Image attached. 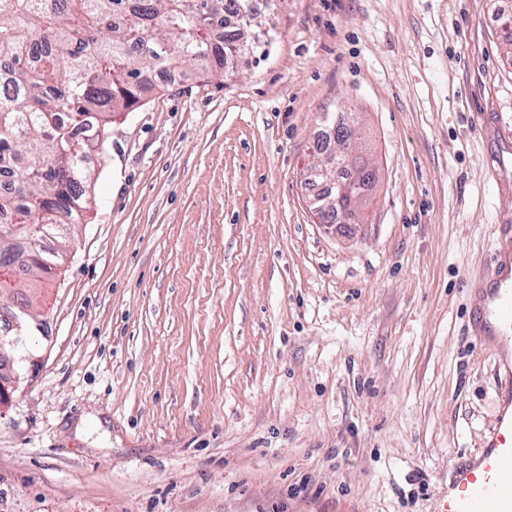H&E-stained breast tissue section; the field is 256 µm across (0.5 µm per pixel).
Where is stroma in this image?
Segmentation results:
<instances>
[{"mask_svg": "<svg viewBox=\"0 0 512 512\" xmlns=\"http://www.w3.org/2000/svg\"><path fill=\"white\" fill-rule=\"evenodd\" d=\"M223 80L112 126L0 370L6 512H437L507 380L467 280L512 211V0H260ZM376 181L311 210L320 115Z\"/></svg>", "mask_w": 512, "mask_h": 512, "instance_id": "obj_1", "label": "stroma"}]
</instances>
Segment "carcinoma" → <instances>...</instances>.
<instances>
[{
	"mask_svg": "<svg viewBox=\"0 0 512 512\" xmlns=\"http://www.w3.org/2000/svg\"><path fill=\"white\" fill-rule=\"evenodd\" d=\"M247 12V0H0V272L17 274L11 288L36 289L58 263L41 249L15 261L78 222L87 158L104 152L150 74L175 81L189 63L224 74L239 34L213 31ZM346 126L337 119L331 169L349 150ZM354 206L343 196L321 219Z\"/></svg>",
	"mask_w": 512,
	"mask_h": 512,
	"instance_id": "obj_1",
	"label": "carcinoma"
}]
</instances>
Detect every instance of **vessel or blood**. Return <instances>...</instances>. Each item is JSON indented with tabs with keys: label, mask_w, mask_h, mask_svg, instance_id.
Segmentation results:
<instances>
[{
	"label": "vessel or blood",
	"mask_w": 512,
	"mask_h": 512,
	"mask_svg": "<svg viewBox=\"0 0 512 512\" xmlns=\"http://www.w3.org/2000/svg\"><path fill=\"white\" fill-rule=\"evenodd\" d=\"M503 245L473 285V323L487 336L497 371L512 375V219L502 218ZM438 512H512V389L501 391L481 448L449 467Z\"/></svg>",
	"instance_id": "vessel-or-blood-1"
}]
</instances>
